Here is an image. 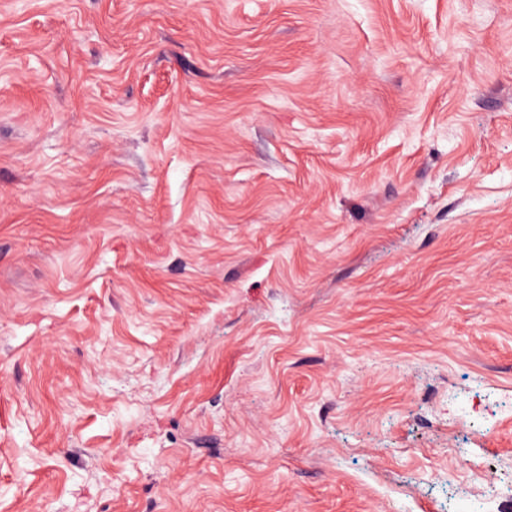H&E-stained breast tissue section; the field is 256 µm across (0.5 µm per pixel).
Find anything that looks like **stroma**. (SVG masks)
Instances as JSON below:
<instances>
[{"label":"stroma","mask_w":512,"mask_h":512,"mask_svg":"<svg viewBox=\"0 0 512 512\" xmlns=\"http://www.w3.org/2000/svg\"><path fill=\"white\" fill-rule=\"evenodd\" d=\"M0 512H512V0H0Z\"/></svg>","instance_id":"stroma-1"}]
</instances>
